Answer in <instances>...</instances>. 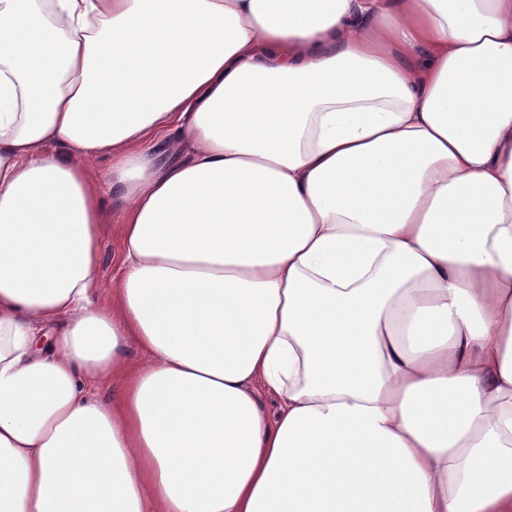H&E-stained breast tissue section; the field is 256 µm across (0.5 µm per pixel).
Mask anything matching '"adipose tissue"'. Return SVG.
I'll list each match as a JSON object with an SVG mask.
<instances>
[{"label":"adipose tissue","instance_id":"obj_1","mask_svg":"<svg viewBox=\"0 0 512 512\" xmlns=\"http://www.w3.org/2000/svg\"><path fill=\"white\" fill-rule=\"evenodd\" d=\"M0 512H512V0H0ZM109 210L107 229L102 238L101 257H102V276L101 287L99 288L96 302L105 301L112 290V276L121 264L120 241L118 237L119 218L117 212L107 205Z\"/></svg>","mask_w":512,"mask_h":512}]
</instances>
